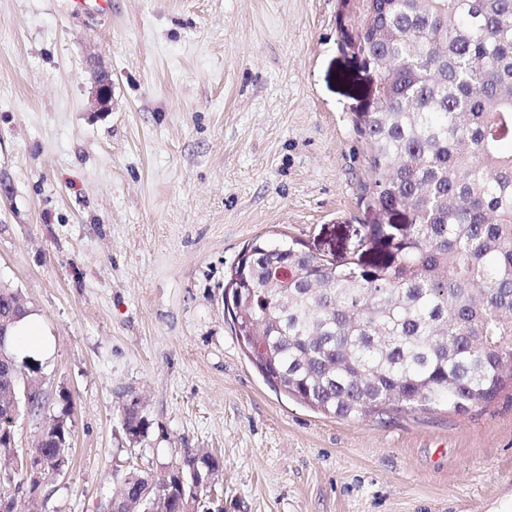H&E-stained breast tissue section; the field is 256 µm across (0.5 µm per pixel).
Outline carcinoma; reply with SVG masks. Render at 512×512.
I'll list each match as a JSON object with an SVG mask.
<instances>
[{"mask_svg": "<svg viewBox=\"0 0 512 512\" xmlns=\"http://www.w3.org/2000/svg\"><path fill=\"white\" fill-rule=\"evenodd\" d=\"M352 39L379 81L355 119L367 199L404 212L408 231L369 225L368 263L256 238L225 284L227 311L266 381L326 415L467 414L512 388V0H361L342 30ZM16 297L0 288V453L15 443L14 412L46 407L41 365L15 352L11 314L27 315ZM66 415L28 452L41 475L71 465ZM146 428L133 399L125 429L136 439ZM223 466L186 448L157 477L128 473L102 508L194 512ZM26 473L0 469V495Z\"/></svg>", "mask_w": 512, "mask_h": 512, "instance_id": "1", "label": "carcinoma"}]
</instances>
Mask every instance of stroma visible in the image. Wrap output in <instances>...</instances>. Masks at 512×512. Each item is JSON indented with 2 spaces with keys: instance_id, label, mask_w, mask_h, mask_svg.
Returning a JSON list of instances; mask_svg holds the SVG:
<instances>
[{
  "instance_id": "stroma-1",
  "label": "stroma",
  "mask_w": 512,
  "mask_h": 512,
  "mask_svg": "<svg viewBox=\"0 0 512 512\" xmlns=\"http://www.w3.org/2000/svg\"><path fill=\"white\" fill-rule=\"evenodd\" d=\"M340 0H0V285L50 346L72 463L14 512H101L132 469L224 459L204 512H494L512 498V391L465 415L340 419L271 387L224 285L255 237L327 258L377 213L355 127L377 83ZM110 86L99 102L100 82ZM67 392L70 404L58 394ZM148 422L132 439L125 407Z\"/></svg>"
}]
</instances>
